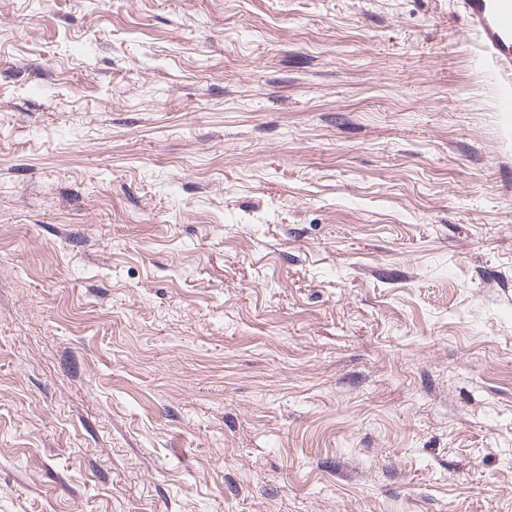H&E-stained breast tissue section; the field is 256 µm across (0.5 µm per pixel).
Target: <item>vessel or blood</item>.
<instances>
[{
    "label": "vessel or blood",
    "instance_id": "b4317fda",
    "mask_svg": "<svg viewBox=\"0 0 512 512\" xmlns=\"http://www.w3.org/2000/svg\"><path fill=\"white\" fill-rule=\"evenodd\" d=\"M455 7L493 71L504 104H511L512 0H455Z\"/></svg>",
    "mask_w": 512,
    "mask_h": 512
}]
</instances>
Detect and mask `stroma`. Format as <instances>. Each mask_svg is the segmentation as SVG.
<instances>
[{"label":"stroma","mask_w":512,"mask_h":512,"mask_svg":"<svg viewBox=\"0 0 512 512\" xmlns=\"http://www.w3.org/2000/svg\"><path fill=\"white\" fill-rule=\"evenodd\" d=\"M453 0H0V512H512V117Z\"/></svg>","instance_id":"obj_1"}]
</instances>
